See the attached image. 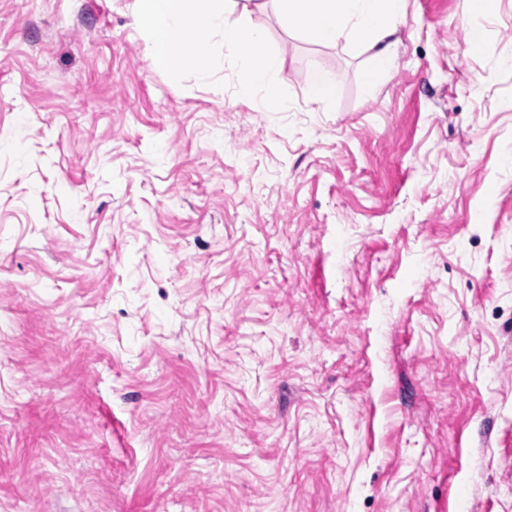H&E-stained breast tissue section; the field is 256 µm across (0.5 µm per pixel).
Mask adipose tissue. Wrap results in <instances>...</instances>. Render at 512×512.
<instances>
[{
    "label": "adipose tissue",
    "instance_id": "1",
    "mask_svg": "<svg viewBox=\"0 0 512 512\" xmlns=\"http://www.w3.org/2000/svg\"><path fill=\"white\" fill-rule=\"evenodd\" d=\"M286 21L313 34L326 45L365 44L371 51L362 78L375 85L395 60L393 36L405 18L408 0H276ZM224 0H138V19L149 38L152 65L176 74L194 73L208 79L216 48L211 42L222 31L225 49L236 51L242 86L264 99L281 88L270 79L277 60L265 31L248 23L230 24Z\"/></svg>",
    "mask_w": 512,
    "mask_h": 512
}]
</instances>
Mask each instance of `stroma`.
<instances>
[{
	"label": "stroma",
	"mask_w": 512,
	"mask_h": 512,
	"mask_svg": "<svg viewBox=\"0 0 512 512\" xmlns=\"http://www.w3.org/2000/svg\"><path fill=\"white\" fill-rule=\"evenodd\" d=\"M135 5L0 0V512H512V0L374 88L229 0L265 100ZM336 89L335 79L319 67H312L307 80V93L311 103L322 105L328 102Z\"/></svg>",
	"instance_id": "stroma-1"
}]
</instances>
